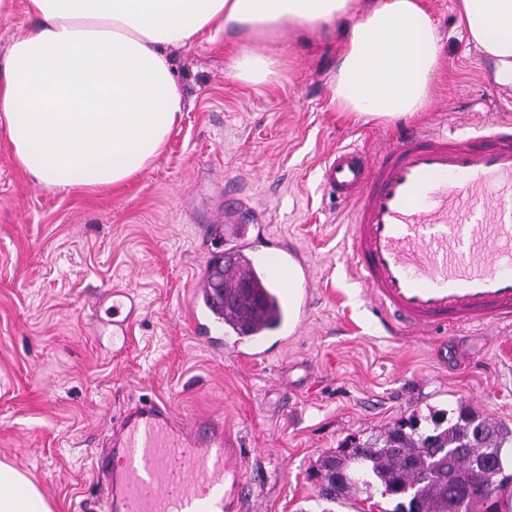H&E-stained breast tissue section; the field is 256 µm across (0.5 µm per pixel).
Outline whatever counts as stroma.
<instances>
[{
	"instance_id": "obj_1",
	"label": "stroma",
	"mask_w": 512,
	"mask_h": 512,
	"mask_svg": "<svg viewBox=\"0 0 512 512\" xmlns=\"http://www.w3.org/2000/svg\"><path fill=\"white\" fill-rule=\"evenodd\" d=\"M441 38L429 109L410 125L471 129L512 85L470 42L455 0H425ZM284 66L256 88L232 78L223 39L172 50L186 110L163 152L130 181L55 192L11 158L0 132V460L36 483L52 512H97L92 460L112 422L141 400L226 422L246 450L257 512H392L380 495L329 502L310 472L346 439L415 414L471 404L512 426V328L443 338L390 336L350 261L348 207L319 169L343 146L374 149L396 123L340 115L332 82L340 41L283 34ZM263 211L261 235L288 241L310 266L299 331L247 363L204 347L195 284L212 244L206 217L224 195ZM120 285L140 316L121 351L101 295Z\"/></svg>"
}]
</instances>
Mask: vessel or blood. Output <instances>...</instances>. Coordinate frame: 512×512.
<instances>
[{
	"mask_svg": "<svg viewBox=\"0 0 512 512\" xmlns=\"http://www.w3.org/2000/svg\"><path fill=\"white\" fill-rule=\"evenodd\" d=\"M325 190L349 207L350 260L392 335L512 324V123L478 133L400 129L376 153L344 146L321 169ZM208 263L226 288L264 281L248 322L227 314L197 325L202 340L236 357L262 359L294 335L307 308L306 260L298 250H260L247 233L216 238ZM112 333L129 336L139 305L113 286ZM107 489L103 512H242L244 450L213 418L186 419L144 400L125 408L95 458Z\"/></svg>",
	"mask_w": 512,
	"mask_h": 512,
	"instance_id": "1",
	"label": "vessel or blood"
}]
</instances>
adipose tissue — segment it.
<instances>
[{"label": "adipose tissue", "mask_w": 512, "mask_h": 512, "mask_svg": "<svg viewBox=\"0 0 512 512\" xmlns=\"http://www.w3.org/2000/svg\"><path fill=\"white\" fill-rule=\"evenodd\" d=\"M33 27L0 59V131L15 163L55 190L116 186L162 152L185 99L169 49L233 37L227 67L259 87L278 58L255 49L289 32L340 27L332 97L344 114L392 122L424 111L441 52L424 0H24ZM470 40L512 84V0H458ZM0 512H52L0 461Z\"/></svg>", "instance_id": "1"}]
</instances>
